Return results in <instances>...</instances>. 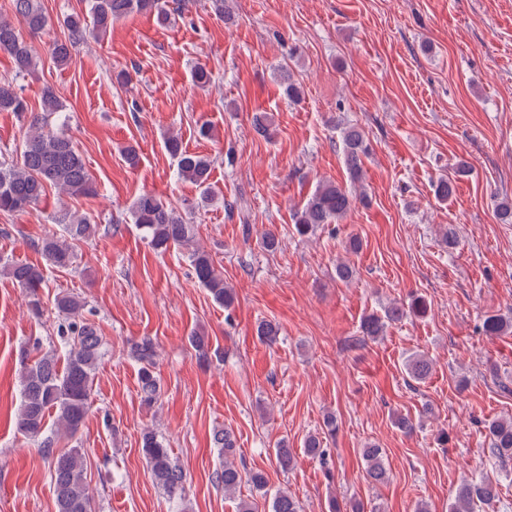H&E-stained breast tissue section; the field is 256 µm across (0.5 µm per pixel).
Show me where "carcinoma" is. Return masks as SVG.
Listing matches in <instances>:
<instances>
[{
    "mask_svg": "<svg viewBox=\"0 0 512 512\" xmlns=\"http://www.w3.org/2000/svg\"><path fill=\"white\" fill-rule=\"evenodd\" d=\"M186 0H90L89 15L70 14L64 21L68 36L49 44L54 62H69L77 45L88 35L97 38L112 29V25L134 13L156 14L158 22L168 19L170 12L185 9ZM16 22L0 20V52L10 54L15 73L25 76L36 69L32 46L22 37L20 29L31 34L45 30L49 23L38 0H12ZM29 111L26 99L11 82H0V112ZM62 111L55 92L48 88L41 100V112L32 116L19 157L0 162V212L19 213L31 209L44 195L47 187H55L70 196H90L96 187L71 138L59 129L49 127V118ZM342 151L350 184L362 180V159L369 154L363 132L355 125L340 130ZM168 153L177 160L181 180L200 190V199L211 197L212 161L205 155L187 150L178 134L171 132L165 140ZM367 200L365 193H351L334 181L320 182L301 210L295 213L296 233L305 237L314 234L324 224H338L351 209L353 202ZM133 223L145 240L158 252L172 247L190 250L191 266L198 283L206 288L213 301L228 309L235 300L233 289L224 285V276L209 253L193 247L194 225L169 202L152 193H142L131 207ZM99 232V225L89 216H81L61 225V231L48 232L36 244L49 266L67 269L75 260V246L86 242ZM0 271L21 288L35 316L42 314L40 291L45 283L43 271L25 263H8ZM85 304L79 296L61 292L55 298L58 324L55 336L66 349L64 361L52 350H43L40 340L33 342L37 351L33 364L21 375L23 400L16 415L18 433L39 441L43 455L49 460L54 482L58 512H95L94 494L87 483L82 453L77 448L56 451L58 440L74 437L84 425L90 410L94 372L103 356L102 336L97 326L83 316ZM427 305L419 297L409 305H393L384 316L368 315L361 324L362 335L375 337L382 333L385 323L395 322L411 314L420 317ZM512 328V323L498 315L485 318L483 330L487 335H500ZM130 354L141 363L139 388L141 400L151 406L160 396V384L154 371V343L143 338L134 343ZM406 370L416 382L425 381L433 370L432 361L424 354L407 360ZM56 415V430L46 427L49 412ZM488 438L489 457L505 465L512 460V419H497L484 425ZM214 441L224 450V466L215 472V482L232 494L243 480L235 464L238 452L233 433L227 429L214 434ZM142 451L155 482L171 495L184 493L186 475L171 455L163 437L153 430L142 434ZM304 452L325 459L326 449L320 436L314 434L304 441ZM367 477L374 482L385 479L382 449L369 446L362 449ZM498 498L497 484L485 477L477 482L465 481L456 490L450 512H474L480 504L490 507ZM271 512H301L299 502L286 491L277 492Z\"/></svg>",
    "mask_w": 512,
    "mask_h": 512,
    "instance_id": "cac0c4a2",
    "label": "carcinoma"
}]
</instances>
